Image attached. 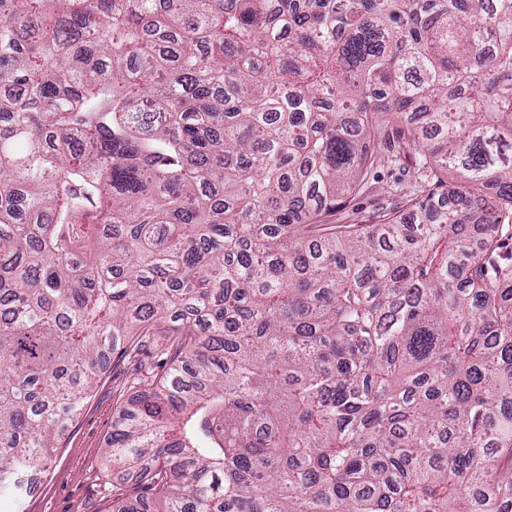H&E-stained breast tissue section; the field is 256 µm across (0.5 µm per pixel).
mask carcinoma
<instances>
[{"instance_id": "cac0c4a2", "label": "carcinoma", "mask_w": 512, "mask_h": 512, "mask_svg": "<svg viewBox=\"0 0 512 512\" xmlns=\"http://www.w3.org/2000/svg\"><path fill=\"white\" fill-rule=\"evenodd\" d=\"M511 241L512 0H0V492L119 350L112 512H512ZM415 151L409 148L401 150L397 158L374 169L370 176L373 191L360 195H345L336 203V208L320 220L321 224H375L382 203L387 209L401 213L406 210L409 194L415 189L414 165Z\"/></svg>"}]
</instances>
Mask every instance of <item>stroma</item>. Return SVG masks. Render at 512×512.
<instances>
[{"label": "stroma", "instance_id": "35a3bbf8", "mask_svg": "<svg viewBox=\"0 0 512 512\" xmlns=\"http://www.w3.org/2000/svg\"><path fill=\"white\" fill-rule=\"evenodd\" d=\"M413 150L374 169L372 191L346 195L321 218L325 224H374L380 207L405 211L415 189ZM132 389L122 366H105L79 415L58 441L42 482L23 502L0 497V512H111L112 488L132 482L125 469L104 464L105 442L112 432L117 406Z\"/></svg>", "mask_w": 512, "mask_h": 512}]
</instances>
